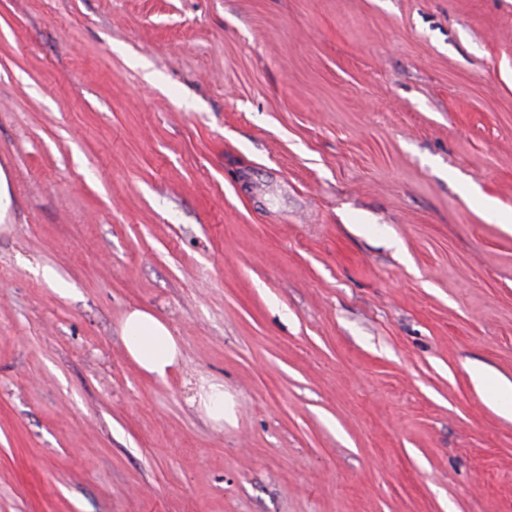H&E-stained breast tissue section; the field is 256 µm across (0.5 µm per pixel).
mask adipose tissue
Here are the masks:
<instances>
[{"label":"adipose tissue","mask_w":512,"mask_h":512,"mask_svg":"<svg viewBox=\"0 0 512 512\" xmlns=\"http://www.w3.org/2000/svg\"><path fill=\"white\" fill-rule=\"evenodd\" d=\"M125 352L143 375L167 381L182 357L170 324L145 308L127 310L118 325Z\"/></svg>","instance_id":"obj_1"}]
</instances>
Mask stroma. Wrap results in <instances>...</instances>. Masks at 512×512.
Here are the masks:
<instances>
[{
  "label": "stroma",
  "mask_w": 512,
  "mask_h": 512,
  "mask_svg": "<svg viewBox=\"0 0 512 512\" xmlns=\"http://www.w3.org/2000/svg\"><path fill=\"white\" fill-rule=\"evenodd\" d=\"M0 168V512H512V0H0ZM129 360L143 375L166 382L182 357L170 324L145 308L127 310L118 325ZM191 403L196 405L197 409L216 426L224 427V419L230 420L228 397L221 383L206 382L200 385Z\"/></svg>",
  "instance_id": "obj_1"
}]
</instances>
